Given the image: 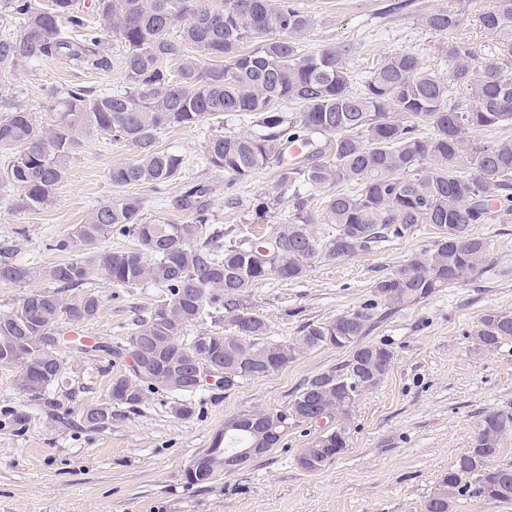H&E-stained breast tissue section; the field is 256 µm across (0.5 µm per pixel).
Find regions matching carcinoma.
Masks as SVG:
<instances>
[{
  "label": "carcinoma",
  "mask_w": 512,
  "mask_h": 512,
  "mask_svg": "<svg viewBox=\"0 0 512 512\" xmlns=\"http://www.w3.org/2000/svg\"><path fill=\"white\" fill-rule=\"evenodd\" d=\"M95 7L103 20L99 27L89 25L75 0H0V17L18 24L16 33L0 37V73L48 59L109 72L112 38L118 37L126 82L112 92L81 86L49 91L56 116L46 127L23 106L7 103L0 113V146L20 145L22 151L0 186L19 191L29 209L51 204L70 156L100 132L137 153L135 161L109 169L110 181L147 184L159 193L180 175L182 158L159 148L157 131L249 114L261 132L211 139L206 160L235 180L276 169L280 195L290 198L292 209L260 241L219 247L214 242L220 232H208L212 218L203 201L211 187L191 180L181 198L192 211L185 224L150 220L145 200L127 195L99 204L72 235L50 244L73 253L67 260L36 272L1 256L0 281L26 284L39 274L52 283L0 314L1 339L27 337L19 346L3 343L11 355L8 365L19 370L17 387L40 397L59 383L65 362L57 333L99 309L93 292L69 302L63 292L84 287L92 277L117 288L151 281L166 290L165 306L136 320L126 344L96 349L123 360L150 338L162 361L182 376L159 379L156 371L134 364L130 374L112 378L107 412L91 405L84 420H110L112 406L133 410L159 389L195 393L189 377L193 339L185 333L216 313L227 325L208 333L213 358L237 385L272 375L320 347L346 348L349 355L339 367L307 379L288 408L251 414L245 427L235 417L225 421L220 451L201 454L188 482H211L238 448H273L290 422L334 424L298 456L301 469L317 472L348 448V441L336 438L346 433L359 397L379 386L393 363L390 349L362 343L379 316L378 305L403 309L490 271V242L472 228L512 214V135L481 144L467 131L512 128V0H491L480 15L495 38V53L483 65L473 63L466 42L451 38L462 13L443 8L423 21L450 36L442 47L448 76L425 68L417 53L401 51L381 60L358 86L346 64L350 50L305 52L302 40L313 18L297 0H95ZM248 41L253 47L242 50ZM461 92L469 104L461 103ZM284 102L298 104L299 112L281 111ZM339 185L324 198L336 233L319 238L313 193ZM419 224L433 225L431 246L378 278L372 298L359 309L309 323L302 335L280 342L267 340L268 324L245 312L256 284L298 279L315 258H351L402 239ZM112 237L135 245L101 250L99 244ZM468 336L479 348L496 350L512 339V312H487ZM510 439L511 409L485 415L472 447L441 476L421 512H452L455 498L471 491L512 502V465H491Z\"/></svg>",
  "instance_id": "1"
}]
</instances>
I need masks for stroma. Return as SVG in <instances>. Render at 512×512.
<instances>
[{
    "label": "stroma",
    "mask_w": 512,
    "mask_h": 512,
    "mask_svg": "<svg viewBox=\"0 0 512 512\" xmlns=\"http://www.w3.org/2000/svg\"><path fill=\"white\" fill-rule=\"evenodd\" d=\"M393 2L298 0L314 18L306 50L351 45L361 78L385 55L412 50L425 67L444 76L448 63L438 50L442 38L422 17L447 7L463 10L458 35L468 40L477 60L487 59L494 39L478 16L489 0H408L397 11ZM113 56L108 73L55 59L35 66L22 63L0 74V87L45 126L55 119L48 90L124 87L121 50ZM256 130L254 122L239 117L160 130V148L180 155L185 166L159 196L146 185L130 190L112 185L109 169L135 160L136 151L102 136L90 138L73 153L51 205L28 209L21 206L18 191L0 189V251L10 250L13 260L39 272L63 258L50 250L52 240L83 223L96 205L129 192L149 200L147 218L185 223L189 215L177 200L183 182L191 179L211 185L212 223L225 238L239 241L260 234L291 209L289 199L278 195L275 174L261 170L230 189L227 175L205 160L212 137ZM231 196L236 199L232 205L227 202ZM273 197L275 210L260 212L258 203ZM474 232L491 243L492 270L389 313L368 331L367 342L385 343L393 351L392 367L356 404L347 428L348 448L317 472L297 463L301 448L318 432L317 426L302 424L290 426L275 448L240 470L206 485L186 480L188 468L226 420L284 408L305 380L340 366L348 357L344 349H315L282 371L245 381L227 394L201 387L191 396L196 410L186 420L172 412L177 394L161 390L137 410L113 407L111 425L89 429L84 409L105 401L113 376L129 370L124 362L109 364L104 346L126 342L137 318L165 296L150 282L98 287L97 315L69 328L94 349L61 347L66 363L62 382L34 398L18 390L17 368L0 366V418L16 408L28 415L23 429L0 427V512H419L440 476L470 448L483 417L512 407V339L486 352L466 336L487 311L512 312V216L499 224L476 225ZM432 241L433 229L424 224L407 238L368 253L313 259L300 279L255 285L247 310L268 323L273 340H292L308 323L359 309L375 280Z\"/></svg>",
    "instance_id": "obj_1"
}]
</instances>
